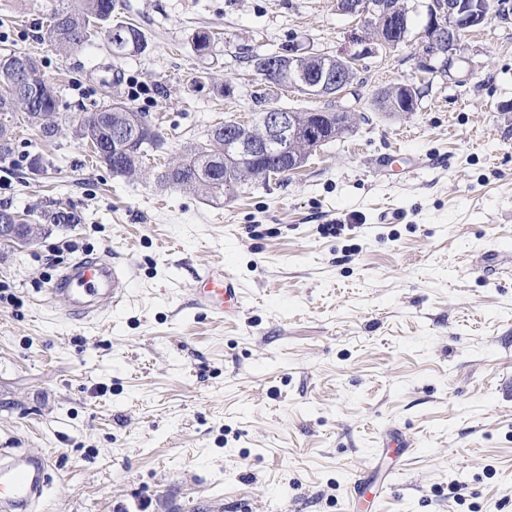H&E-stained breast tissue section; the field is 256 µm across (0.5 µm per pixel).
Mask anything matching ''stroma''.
Returning <instances> with one entry per match:
<instances>
[{
  "mask_svg": "<svg viewBox=\"0 0 512 512\" xmlns=\"http://www.w3.org/2000/svg\"><path fill=\"white\" fill-rule=\"evenodd\" d=\"M68 2L0 0V56L40 58L61 126L120 101L168 152L122 177L70 134L22 125L0 159V206L80 218L0 245V448L52 456L45 503L341 512L359 478L365 512H512V0L462 34L449 75L425 51L433 0H400L394 48L336 0H115L149 40L117 62L99 42L64 56L44 39ZM285 45L352 59L360 99L267 97L245 58ZM406 81L416 112L374 109ZM267 102L357 119L296 172L216 199L158 183L167 155ZM398 151L414 170L381 168ZM82 257L111 261L124 288L68 319L44 289ZM219 270L246 293L231 320L196 303Z\"/></svg>",
  "mask_w": 512,
  "mask_h": 512,
  "instance_id": "stroma-1",
  "label": "stroma"
}]
</instances>
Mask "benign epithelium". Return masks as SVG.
<instances>
[{
  "label": "benign epithelium",
  "instance_id": "1",
  "mask_svg": "<svg viewBox=\"0 0 512 512\" xmlns=\"http://www.w3.org/2000/svg\"><path fill=\"white\" fill-rule=\"evenodd\" d=\"M489 0H434L430 9L427 38L428 54L441 55L448 67L458 61L457 32L481 25L489 12ZM336 8L343 14L363 17L378 29V40L388 47H395L405 40L399 32L406 13L395 0H336ZM311 56L307 51L294 50L284 62L275 56L262 78L272 91L287 87L301 89L314 97L339 99L354 85V67L351 62L324 55L318 69L306 74L300 60ZM258 126L260 133L254 138L241 137L234 141L238 154L255 162L271 153L288 158V170L295 171L304 163L303 154L296 151L302 140L301 126L286 111L265 114ZM37 224H0V244L19 248L32 244L38 237Z\"/></svg>",
  "mask_w": 512,
  "mask_h": 512
}]
</instances>
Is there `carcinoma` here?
<instances>
[{
    "mask_svg": "<svg viewBox=\"0 0 512 512\" xmlns=\"http://www.w3.org/2000/svg\"><path fill=\"white\" fill-rule=\"evenodd\" d=\"M113 0H70L64 10L56 9L48 16L45 38L60 52L69 54L80 51L95 38L106 42L112 59L119 61L128 55L142 54L148 48L143 31L135 24L112 18ZM403 93L391 88L378 91L372 104L376 110L389 115H403ZM59 101L54 86L44 77L37 57L23 51H14L0 58V112L21 115L24 123L37 129L44 140L57 135ZM101 112L112 113V123L99 127L93 121H84L77 116L71 126L75 136L86 141L93 137L109 144L112 134H123L124 152L120 158L93 148V154L117 176L135 174L141 160L151 152L165 149V139L155 129L141 125L143 113L135 111L123 102H114L99 108ZM297 123L311 124L317 128L314 141H306L301 151L311 153L345 132L344 119L334 112L317 119L310 111L295 112ZM229 140L220 125L209 133L207 142L185 156L178 157L165 165L157 182L200 195H217L252 181L266 180L267 168H287L281 158L270 157L257 163L224 156V145Z\"/></svg>",
    "mask_w": 512,
    "mask_h": 512,
    "instance_id": "carcinoma-1",
    "label": "carcinoma"
}]
</instances>
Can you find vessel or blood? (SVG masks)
<instances>
[{"instance_id": "b4317fda", "label": "vessel or blood", "mask_w": 512, "mask_h": 512, "mask_svg": "<svg viewBox=\"0 0 512 512\" xmlns=\"http://www.w3.org/2000/svg\"><path fill=\"white\" fill-rule=\"evenodd\" d=\"M121 286L112 262L85 257L52 280L45 294L66 298V317H85L115 302ZM196 297L200 307L221 317L232 316L243 305L242 287L229 273L205 277ZM52 467L51 457L41 452L0 455V512H33L43 498Z\"/></svg>"}]
</instances>
